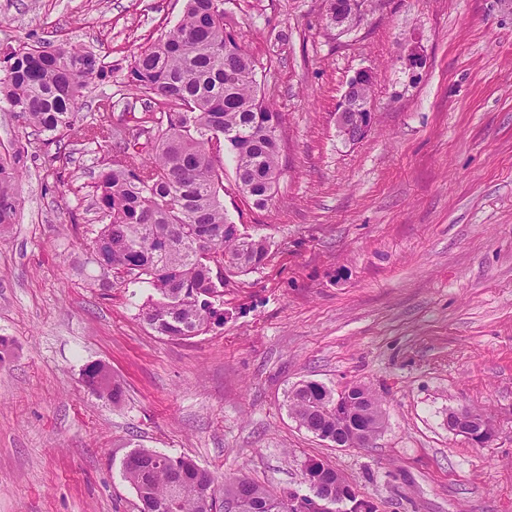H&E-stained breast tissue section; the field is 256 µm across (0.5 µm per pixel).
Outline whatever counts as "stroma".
Instances as JSON below:
<instances>
[{
    "label": "stroma",
    "instance_id": "1",
    "mask_svg": "<svg viewBox=\"0 0 512 512\" xmlns=\"http://www.w3.org/2000/svg\"><path fill=\"white\" fill-rule=\"evenodd\" d=\"M186 0H0V43L73 45L111 63L114 115L161 108L120 87L134 53ZM323 0H226L224 23L281 115V173L256 208L224 161V206L267 239L231 278L223 323L156 335L90 259L97 175L87 146L54 159L0 111V153L28 151L17 224L0 234V512H139L127 454L187 455L223 479L307 493L304 465L340 473L376 512H512V0H375L339 36ZM419 46L422 68L403 56ZM373 73L370 133L336 111ZM107 365L123 390L82 380ZM363 385L382 431L337 448L301 427L288 393ZM462 408L492 423L449 431ZM372 72L368 69L358 70L347 83L336 112V127L339 135L348 144H356L371 131L374 123V112L371 104L358 106L355 92L372 84ZM362 103L371 101L372 85L362 88L359 92ZM85 383L100 398L115 402L120 397V388L112 385L109 373L101 364H90L84 370ZM448 428L476 443H484L492 436L488 421L470 410H458L448 414Z\"/></svg>",
    "mask_w": 512,
    "mask_h": 512
}]
</instances>
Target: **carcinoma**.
Masks as SVG:
<instances>
[{
	"label": "carcinoma",
	"mask_w": 512,
	"mask_h": 512,
	"mask_svg": "<svg viewBox=\"0 0 512 512\" xmlns=\"http://www.w3.org/2000/svg\"><path fill=\"white\" fill-rule=\"evenodd\" d=\"M0 110L49 141L77 139L93 146L98 176L93 205L100 227L92 240L104 275L144 284V319L159 336L186 339L224 321V287L233 276L263 264L264 239L224 231L223 154L208 152L219 139L235 161V186L257 207L273 197L280 146L272 122L280 115L259 95L255 60L224 25V0H186L181 19L138 50L128 85L165 101L158 112L112 120V96L83 123L78 101L90 85L112 83V66L93 51L6 44ZM27 155L19 146L0 155V232L17 221L19 177ZM85 383L115 402L120 388L101 364L84 370ZM288 406L300 426L336 433V396L302 382ZM122 474L141 512H288V495L242 476L218 486L213 472L192 458L148 448L134 450Z\"/></svg>",
	"instance_id": "1"
}]
</instances>
